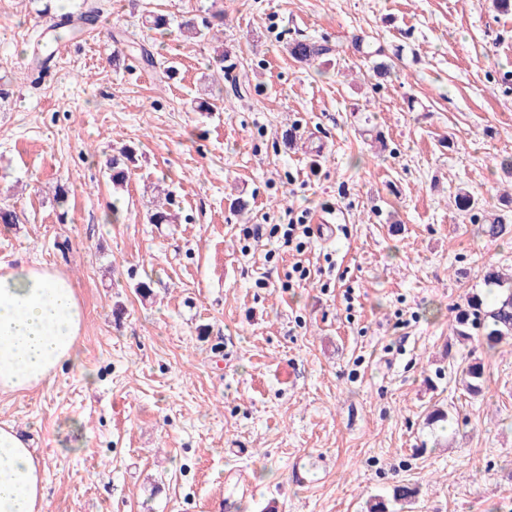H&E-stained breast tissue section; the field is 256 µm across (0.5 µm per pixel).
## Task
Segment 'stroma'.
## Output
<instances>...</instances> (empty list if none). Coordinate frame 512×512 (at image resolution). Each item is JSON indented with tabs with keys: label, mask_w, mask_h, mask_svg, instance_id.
<instances>
[{
	"label": "stroma",
	"mask_w": 512,
	"mask_h": 512,
	"mask_svg": "<svg viewBox=\"0 0 512 512\" xmlns=\"http://www.w3.org/2000/svg\"><path fill=\"white\" fill-rule=\"evenodd\" d=\"M90 9L99 23L43 60L60 15ZM148 9L222 12V39L150 31ZM356 34L397 54L386 81ZM303 39L332 64L292 59ZM0 89V207L19 217L0 224V263L55 266L86 312L77 364L0 397L45 470L46 512H363L401 483L420 489L414 512H512V347L473 352L472 398L450 329L489 266L512 270V237L478 224H512V13L0 0ZM124 149L136 162L116 188ZM162 192L175 223L148 221ZM293 216L338 230L299 252L274 232ZM435 405L448 430L427 426ZM484 365L479 358L469 361L461 369L463 390L470 396H478L482 391Z\"/></svg>",
	"instance_id": "35a3bbf8"
}]
</instances>
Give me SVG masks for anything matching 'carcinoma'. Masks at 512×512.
I'll use <instances>...</instances> for the list:
<instances>
[{
	"mask_svg": "<svg viewBox=\"0 0 512 512\" xmlns=\"http://www.w3.org/2000/svg\"><path fill=\"white\" fill-rule=\"evenodd\" d=\"M355 48L365 52V56L374 58L372 69L375 76L383 79L391 74L393 63L376 59L380 51H364V39L357 36L353 39ZM290 55L298 62L308 64H328L334 49L325 42L317 40H297L288 46ZM133 162V152L124 151L121 156L114 157L109 163L112 185L122 186L128 179V164ZM485 283L494 294L493 301H488L478 293L469 295L465 303L456 307L451 324L456 341L465 346L474 341L495 350L503 342L512 340V276L490 267L484 275ZM463 390L470 396H477L482 391L484 379L483 362L474 358L461 369ZM418 489L410 485L394 487L391 498L375 497L368 504V512H394L399 508L410 509L416 503Z\"/></svg>",
	"mask_w": 512,
	"mask_h": 512,
	"instance_id": "cac0c4a2",
	"label": "carcinoma"
}]
</instances>
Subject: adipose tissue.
Returning a JSON list of instances; mask_svg holds the SVG:
<instances>
[{
	"label": "adipose tissue",
	"mask_w": 512,
	"mask_h": 512,
	"mask_svg": "<svg viewBox=\"0 0 512 512\" xmlns=\"http://www.w3.org/2000/svg\"><path fill=\"white\" fill-rule=\"evenodd\" d=\"M85 312L70 277L54 266L0 263V394L50 383L78 359ZM38 457L8 423H0V512H45Z\"/></svg>",
	"instance_id": "1"
}]
</instances>
